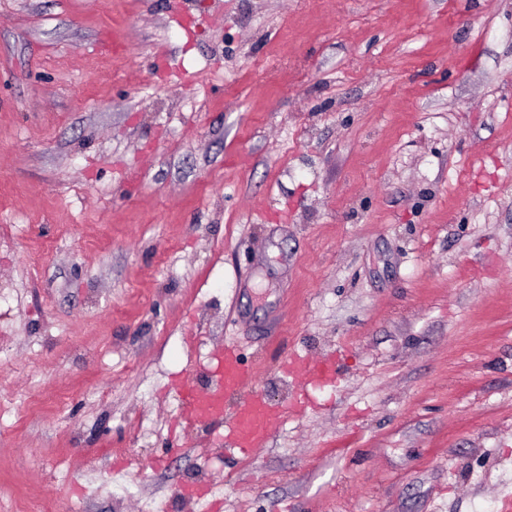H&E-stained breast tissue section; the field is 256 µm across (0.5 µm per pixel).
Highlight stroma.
Instances as JSON below:
<instances>
[{
  "label": "stroma",
  "instance_id": "obj_1",
  "mask_svg": "<svg viewBox=\"0 0 512 512\" xmlns=\"http://www.w3.org/2000/svg\"><path fill=\"white\" fill-rule=\"evenodd\" d=\"M234 342L252 457L182 422ZM334 359L304 388L281 359ZM499 512L512 0H0V512Z\"/></svg>",
  "mask_w": 512,
  "mask_h": 512
}]
</instances>
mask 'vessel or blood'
I'll use <instances>...</instances> for the list:
<instances>
[{"label":"vessel or blood","mask_w":512,"mask_h":512,"mask_svg":"<svg viewBox=\"0 0 512 512\" xmlns=\"http://www.w3.org/2000/svg\"><path fill=\"white\" fill-rule=\"evenodd\" d=\"M304 381L327 384L336 377L329 359H308L292 366ZM257 371L247 365L236 346L224 344L218 351V363L210 375L211 386L201 391L182 385L181 401L186 420L193 424L223 423L225 444L230 452L248 453L262 448L270 432L287 413L286 407L270 405L256 390ZM240 395L232 416L224 414V399Z\"/></svg>","instance_id":"obj_1"}]
</instances>
